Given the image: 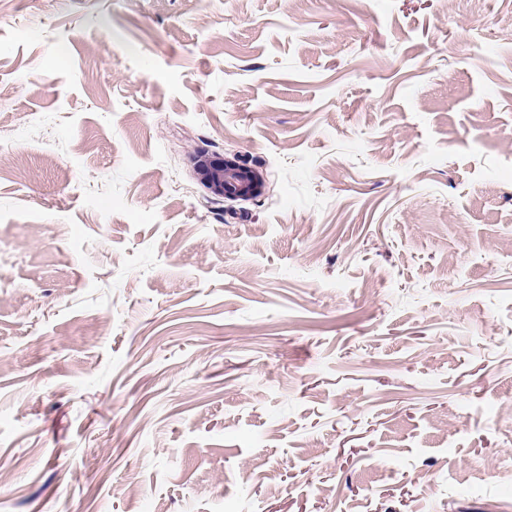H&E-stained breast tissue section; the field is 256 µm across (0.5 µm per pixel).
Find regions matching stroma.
<instances>
[{"label":"stroma","mask_w":512,"mask_h":512,"mask_svg":"<svg viewBox=\"0 0 512 512\" xmlns=\"http://www.w3.org/2000/svg\"><path fill=\"white\" fill-rule=\"evenodd\" d=\"M0 512H512V0H0ZM193 166L198 181L214 199L247 201L265 193L263 174L235 153L220 155L198 150L193 156Z\"/></svg>","instance_id":"35a3bbf8"}]
</instances>
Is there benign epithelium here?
Wrapping results in <instances>:
<instances>
[{
    "mask_svg": "<svg viewBox=\"0 0 512 512\" xmlns=\"http://www.w3.org/2000/svg\"><path fill=\"white\" fill-rule=\"evenodd\" d=\"M193 166L198 181L214 199L247 201L265 193L263 174L235 153L220 155L199 150L193 156Z\"/></svg>",
    "mask_w": 512,
    "mask_h": 512,
    "instance_id": "7a95c632",
    "label": "benign epithelium"
}]
</instances>
